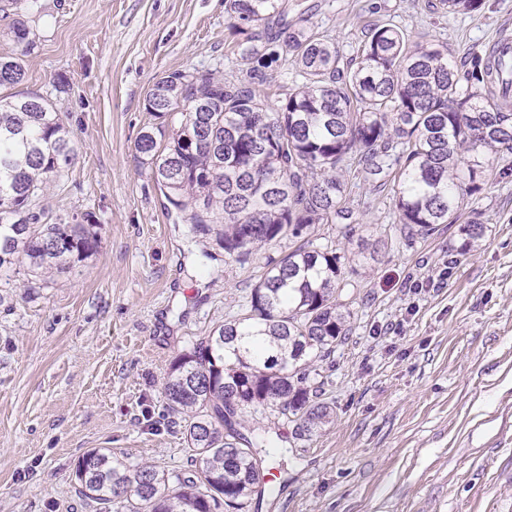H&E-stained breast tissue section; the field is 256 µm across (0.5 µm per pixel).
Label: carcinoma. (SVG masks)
<instances>
[{
    "instance_id": "1",
    "label": "carcinoma",
    "mask_w": 512,
    "mask_h": 512,
    "mask_svg": "<svg viewBox=\"0 0 512 512\" xmlns=\"http://www.w3.org/2000/svg\"><path fill=\"white\" fill-rule=\"evenodd\" d=\"M480 2L440 0L448 12ZM225 3L245 75L195 69L158 80L145 98L158 123L136 150L170 207L196 231H216L231 258L316 224L340 226L351 248L340 256L300 246L270 259L240 317L171 362L162 395L184 421L193 473L132 467L110 448L82 455L77 492L103 512H241L269 439L241 446L233 417L276 411L300 438L333 421L312 358L329 357L351 330L352 311L338 300L345 270L357 274L389 248L372 227L354 234L351 180L390 187L408 238L461 224L465 255L485 234L478 212L460 222L466 202L509 173L499 160L512 154V63L497 51L475 57L461 78L444 45L386 23L346 60L333 36L288 17L283 0ZM8 35L23 50L0 56V87L23 81L31 46L20 18ZM290 65L301 82L267 103L269 73ZM75 156L66 116L51 103L0 95V277L24 266L41 277L31 287L43 288L96 250L86 225L42 223L39 200Z\"/></svg>"
}]
</instances>
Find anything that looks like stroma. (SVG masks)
<instances>
[{"instance_id":"1","label":"stroma","mask_w":512,"mask_h":512,"mask_svg":"<svg viewBox=\"0 0 512 512\" xmlns=\"http://www.w3.org/2000/svg\"><path fill=\"white\" fill-rule=\"evenodd\" d=\"M354 56L383 23L447 45L459 74L512 38V0L449 13L439 0H288ZM25 15L32 49L20 93L68 113L73 163L40 206L47 223L93 213L94 254L47 287L27 271L0 281V512H95L75 492L78 458L109 448L133 465L191 468L162 384L172 360L242 313L287 243L238 261L215 236L167 211L135 144L144 107L169 73L241 75L224 0H0L2 32ZM349 204L389 229L372 269L347 274L351 332L318 362L332 424L295 439L266 414L273 445L245 512H512V176L470 208L486 233L461 256L456 227L399 231L389 189L358 183ZM418 275L422 288L410 287Z\"/></svg>"}]
</instances>
